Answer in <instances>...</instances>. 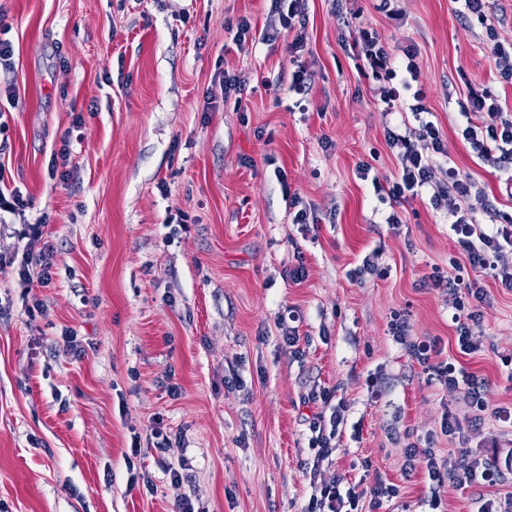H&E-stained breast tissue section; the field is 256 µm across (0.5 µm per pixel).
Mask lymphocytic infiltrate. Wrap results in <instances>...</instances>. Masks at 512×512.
Here are the masks:
<instances>
[{"instance_id":"obj_1","label":"lymphocytic infiltrate","mask_w":512,"mask_h":512,"mask_svg":"<svg viewBox=\"0 0 512 512\" xmlns=\"http://www.w3.org/2000/svg\"><path fill=\"white\" fill-rule=\"evenodd\" d=\"M456 13L464 22H478L491 45L495 69L499 78L512 83V41L500 40L495 25L487 14V0H454ZM271 11L278 17L284 33L291 35L288 45L293 69L289 75L288 89L298 95H308L311 90L309 74L302 60L305 37L306 0H271ZM354 56L360 73L380 84V96L387 107H394L402 95H409L410 119L402 120L398 127L388 129L386 143L396 150L399 173L388 189L391 206L385 221L400 223L397 211L403 202L428 199L434 210L445 212L450 229L461 248L462 259L452 262L451 273L433 271L425 280L427 286L445 288L456 295L457 301L452 321L455 341L462 354L479 351L473 339V329L483 317L487 292L478 280L461 277V263L475 270L488 272L501 285L512 290V266L502 261L505 251H512V215L502 214L499 223L485 226L474 216L475 204H487L482 187L472 177L456 166H444L441 162L446 150L443 135L430 120V107L426 104L425 92L420 84L421 68L415 46L403 48L394 54L376 31H363L355 46ZM467 103L461 115L465 120L462 136L469 144L474 156L492 165L504 175L507 185H512V113L504 111L497 97L488 89L468 86ZM24 245L17 254L0 256V267L17 266L20 284L29 289L35 286L46 288L52 282L53 268L57 260V249L45 241L42 225L28 224L19 233ZM394 340L408 356L419 364H431L436 344L411 340L405 322H398ZM439 383L446 388L462 393L467 405L484 411L486 381L474 374L457 375L450 363L431 364ZM309 403H321L322 410L309 423L311 438L309 447L313 451L312 461L306 474L312 494L303 512H380L384 503L398 497L396 485L375 480L369 491L360 490L358 484L345 478L332 482L319 481L318 475L326 460L339 446L342 427L345 423L344 404L334 402L328 390H315L308 394ZM451 464L439 461L430 448L409 445L405 448V470L414 473L424 469L431 484L432 500H439L444 485L467 489L481 483L492 482L494 467L473 455L470 449L460 448Z\"/></svg>"}]
</instances>
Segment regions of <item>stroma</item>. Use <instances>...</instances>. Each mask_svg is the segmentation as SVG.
<instances>
[{"mask_svg": "<svg viewBox=\"0 0 512 512\" xmlns=\"http://www.w3.org/2000/svg\"><path fill=\"white\" fill-rule=\"evenodd\" d=\"M270 0H0L14 67L0 74V176L28 200L6 215L0 254L23 224L44 225L58 249L53 283L23 290L0 268V512H174L189 496L204 512H301L311 494L307 403L334 391L346 407L340 445L320 470L371 486L396 484L409 512H431L423 471L405 472L407 445L447 455L445 416L496 468L493 485L445 486L444 512H474L480 496L512 497V291L464 268L488 292L460 353L455 297L427 288L433 267L460 251L446 215L415 199L387 210L375 184L398 162L388 113L349 49L363 30L390 48L415 44L431 119L452 165L472 175L493 206L512 213L500 175L459 133L464 82L512 109L480 27L453 0H308L302 59L307 111L264 82L289 78L288 35L237 51L228 29L248 18L272 30ZM245 79L223 97L218 73ZM64 173L50 161L61 147ZM372 177L357 176L359 163ZM317 225L294 223L295 206ZM188 215L186 228L174 219ZM379 251L385 276L348 272ZM304 265L301 283L288 272ZM42 313L27 317L26 305ZM403 315L413 338L437 341L441 360L485 378L486 410L464 421L459 392L430 379L393 340ZM300 334L301 356L280 322ZM75 330L81 353L66 350ZM178 385L171 395L169 385ZM161 422L197 474L175 486L147 440ZM152 487H145L144 479Z\"/></svg>", "mask_w": 512, "mask_h": 512, "instance_id": "1", "label": "stroma"}]
</instances>
